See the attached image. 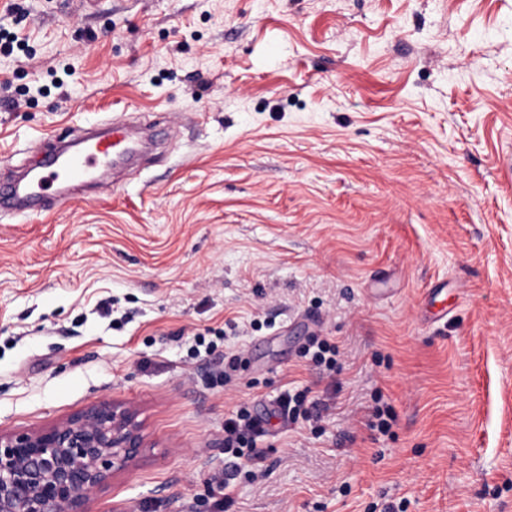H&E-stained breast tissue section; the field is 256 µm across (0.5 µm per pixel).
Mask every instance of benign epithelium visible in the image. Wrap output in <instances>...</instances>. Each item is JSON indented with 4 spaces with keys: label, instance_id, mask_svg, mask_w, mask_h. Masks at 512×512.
I'll return each instance as SVG.
<instances>
[{
    "label": "benign epithelium",
    "instance_id": "obj_1",
    "mask_svg": "<svg viewBox=\"0 0 512 512\" xmlns=\"http://www.w3.org/2000/svg\"><path fill=\"white\" fill-rule=\"evenodd\" d=\"M146 447L138 410L114 399L41 429L0 431V512H91L92 496Z\"/></svg>",
    "mask_w": 512,
    "mask_h": 512
}]
</instances>
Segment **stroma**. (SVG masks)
Segmentation results:
<instances>
[{"mask_svg":"<svg viewBox=\"0 0 512 512\" xmlns=\"http://www.w3.org/2000/svg\"><path fill=\"white\" fill-rule=\"evenodd\" d=\"M20 2L0 181L90 119L169 143L0 213V429L138 406L152 447L94 512H216L218 473L227 512H512V0ZM306 387L320 435L274 413ZM242 406L254 479L224 454ZM339 347L335 342L321 336H313L308 345L304 348L302 355L310 356V360L321 370L329 375L336 374L338 369L337 356H339Z\"/></svg>","mask_w":512,"mask_h":512,"instance_id":"35a3bbf8","label":"stroma"}]
</instances>
